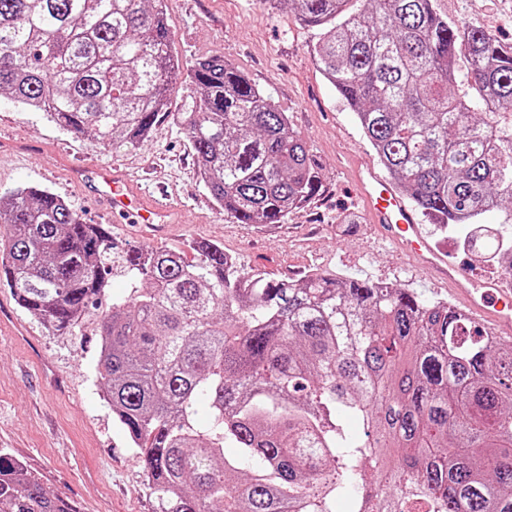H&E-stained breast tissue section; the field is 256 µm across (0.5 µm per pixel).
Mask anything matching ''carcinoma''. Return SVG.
I'll return each mask as SVG.
<instances>
[{
	"label": "carcinoma",
	"mask_w": 512,
	"mask_h": 512,
	"mask_svg": "<svg viewBox=\"0 0 512 512\" xmlns=\"http://www.w3.org/2000/svg\"><path fill=\"white\" fill-rule=\"evenodd\" d=\"M162 2L0 0V94L113 151L171 115L224 215L284 223L319 186L304 137L222 56L195 61L167 113L181 70ZM261 4L318 31V68L420 214L468 227L469 250L512 270L478 224L512 205V47L434 0ZM0 227V281L56 331L114 266L132 281L103 316L97 369L160 512H512V344L448 302L327 272L246 275L214 243H189L191 259L120 246L48 189L0 191ZM0 512L75 510L0 450Z\"/></svg>",
	"instance_id": "carcinoma-1"
}]
</instances>
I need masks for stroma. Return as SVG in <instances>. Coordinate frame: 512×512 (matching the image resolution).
Instances as JSON below:
<instances>
[{
  "label": "stroma",
  "instance_id": "obj_1",
  "mask_svg": "<svg viewBox=\"0 0 512 512\" xmlns=\"http://www.w3.org/2000/svg\"><path fill=\"white\" fill-rule=\"evenodd\" d=\"M448 21L479 27L512 45V0H435ZM182 71L197 58L221 55L267 91L306 138L320 179L318 192L282 224H239L200 180L182 128L163 122L139 147L103 148L87 134L64 131L40 112L0 97V191L22 184L51 190L88 224H106L116 241L185 248L208 240L235 254L243 272L297 278L311 271L411 288L448 298L447 286L416 271L384 242L356 194L352 167L375 153L353 112L319 71L317 37L290 10L259 0H166ZM113 166L152 191L167 192L179 221L144 238L135 224L105 223L104 206L77 186L71 160ZM99 314L57 332L20 306L0 284V448L16 456L46 490L76 512H157L135 448L115 422L97 371Z\"/></svg>",
  "mask_w": 512,
  "mask_h": 512
}]
</instances>
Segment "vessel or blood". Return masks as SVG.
<instances>
[{
	"label": "vessel or blood",
	"mask_w": 512,
	"mask_h": 512,
	"mask_svg": "<svg viewBox=\"0 0 512 512\" xmlns=\"http://www.w3.org/2000/svg\"><path fill=\"white\" fill-rule=\"evenodd\" d=\"M70 172L74 182L94 188L113 223L145 224L160 229L174 221L173 210L167 203L143 193L116 169L81 164L71 166ZM355 182L373 227L407 253L416 266L444 280L470 320L489 335L511 342L512 285L481 278L455 260L449 250L431 246L416 208L372 164L357 167Z\"/></svg>",
	"instance_id": "1"
}]
</instances>
